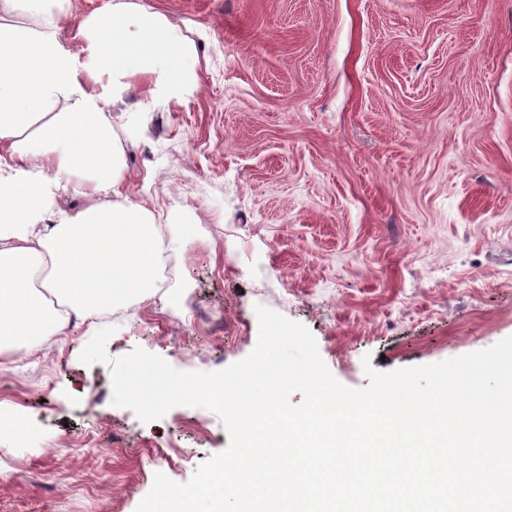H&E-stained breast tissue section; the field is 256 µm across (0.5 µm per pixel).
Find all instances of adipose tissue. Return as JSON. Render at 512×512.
Returning a JSON list of instances; mask_svg holds the SVG:
<instances>
[{"label":"adipose tissue","instance_id":"1","mask_svg":"<svg viewBox=\"0 0 512 512\" xmlns=\"http://www.w3.org/2000/svg\"><path fill=\"white\" fill-rule=\"evenodd\" d=\"M64 0H0V369L88 320L153 295L162 227L125 198L108 115L133 82L182 100L198 87L193 42L141 0L84 18L88 67L59 40ZM77 196L81 206L58 209ZM57 223H47L49 212Z\"/></svg>","mask_w":512,"mask_h":512}]
</instances>
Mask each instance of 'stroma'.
Here are the masks:
<instances>
[{
    "label": "stroma",
    "mask_w": 512,
    "mask_h": 512,
    "mask_svg": "<svg viewBox=\"0 0 512 512\" xmlns=\"http://www.w3.org/2000/svg\"><path fill=\"white\" fill-rule=\"evenodd\" d=\"M193 41L197 91L124 93L122 190L168 224L149 298L0 370V512H136L224 450L220 417L141 422L114 327L181 371L244 359L256 306L350 388L512 336V0H143ZM170 464L159 467L158 453Z\"/></svg>",
    "instance_id": "35a3bbf8"
}]
</instances>
